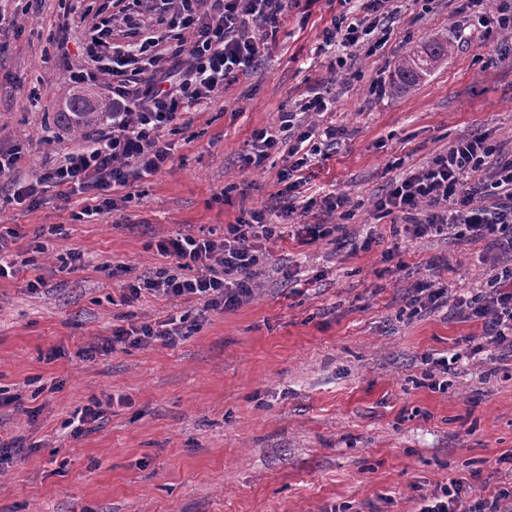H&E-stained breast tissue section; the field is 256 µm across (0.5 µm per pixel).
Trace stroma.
I'll use <instances>...</instances> for the list:
<instances>
[{"label":"stroma","mask_w":512,"mask_h":512,"mask_svg":"<svg viewBox=\"0 0 512 512\" xmlns=\"http://www.w3.org/2000/svg\"><path fill=\"white\" fill-rule=\"evenodd\" d=\"M456 8L395 0L379 18L389 38L369 55L319 45L335 18H364L360 0L289 8L252 73L166 131L172 158L160 173L65 203L50 187L29 209L0 186V227L21 234L9 258L44 281L32 293L25 278L0 280V397L19 393L40 410L31 419L0 408V438L25 447L0 471V512H417L451 478L512 486L500 461L512 451V356L471 353L460 339L481 335L482 322L451 305L486 290L489 268L512 254L484 240L409 238L398 214L375 207L392 181L468 135L512 158V36L488 47ZM133 10L132 0H8L0 148L21 149L22 180L82 144L57 120L70 97H111L104 82L69 80L84 59L77 20ZM434 39L451 55L396 93L395 60ZM318 84L331 105L316 122L343 135L305 172L313 207L267 242L255 298L219 313L144 295L137 321L183 318L179 344L85 358L127 311L128 279L107 267L155 271L169 263L160 239L223 233L247 209L278 223L284 157L249 170L242 157L254 131L277 129L280 109ZM334 191L348 211L321 208ZM303 224L346 231L313 239L299 234ZM370 236L379 246L361 250ZM71 252L81 255L74 270L61 264ZM425 277L447 286L450 302L410 313L409 291ZM455 352L447 390L428 388V360ZM94 398L103 419L73 438L68 419Z\"/></svg>","instance_id":"stroma-1"}]
</instances>
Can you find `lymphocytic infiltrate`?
I'll return each mask as SVG.
<instances>
[{"instance_id":"obj_1","label":"lymphocytic infiltrate","mask_w":512,"mask_h":512,"mask_svg":"<svg viewBox=\"0 0 512 512\" xmlns=\"http://www.w3.org/2000/svg\"><path fill=\"white\" fill-rule=\"evenodd\" d=\"M168 28L189 36L188 48L171 49L165 35H150L138 48L115 43L116 24L129 17L92 24L83 65L70 76L73 84L106 80L112 93V125L67 153L58 164L41 172L36 181L23 182L16 173L20 150H0V181L12 184V200L34 206L38 188L58 187L68 201L78 190L99 192L126 187L142 176L160 172L171 160L164 130L185 124L192 106L214 99L225 82L248 75L267 47L268 37L280 29L288 5L302 0H154ZM484 0H459L461 13L477 19L487 41L512 33V0H502L495 14L483 10ZM328 109L320 87L310 89L295 109L282 111L278 132L263 129L253 135L246 167H262L274 152L293 162L278 175L282 217L296 210L303 183L301 171L322 155L323 143L335 142V125L309 122L312 114ZM495 150L484 137L472 136L451 144L426 167L396 180L378 208L399 212L406 233L413 238L448 234L473 239L491 238L512 252V159L494 161ZM281 225L268 223L264 211L253 209L236 223L225 225L222 236L180 234L158 242V252L174 264L154 276L129 283L124 305L142 294L197 298L216 312L237 310L253 300L265 254L263 243L282 236ZM491 289L482 304L467 315L483 321V333L466 337L472 353L502 345L512 348V265L492 267ZM178 336L173 319L113 327L99 351L116 345L131 347L161 343L174 345ZM512 489L491 495L472 489L461 479L437 485L424 496L418 512H503Z\"/></svg>"}]
</instances>
